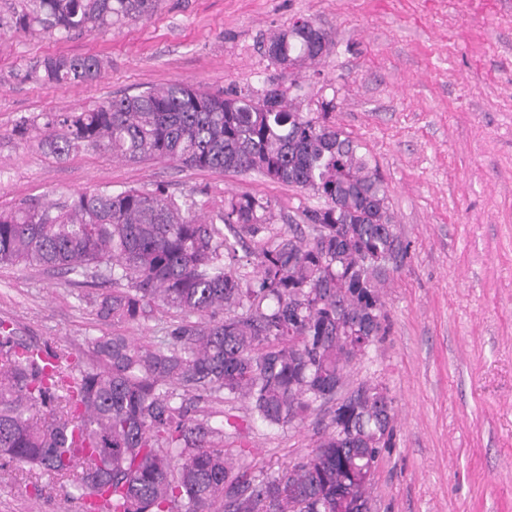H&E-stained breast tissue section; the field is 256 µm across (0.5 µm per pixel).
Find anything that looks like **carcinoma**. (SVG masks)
Wrapping results in <instances>:
<instances>
[{"label":"carcinoma","instance_id":"carcinoma-1","mask_svg":"<svg viewBox=\"0 0 512 512\" xmlns=\"http://www.w3.org/2000/svg\"><path fill=\"white\" fill-rule=\"evenodd\" d=\"M155 0H17L0 29L39 27L62 38L145 19ZM274 58L297 67L323 58L318 41L282 30ZM98 56L58 54L33 65L37 85L86 83ZM42 135L64 159L96 149L128 162L263 178L321 200L304 211L317 235L275 232L268 198L231 197L217 220L192 196L161 184L110 185L63 203L0 212V267L57 271L75 284L100 279L94 300L114 326L92 339L95 363L26 341L0 319V456L29 466L34 493L49 474L72 481L83 512H338L353 480L375 471L389 447L393 401L351 408L344 439L326 430L316 449L280 477L255 482L240 470L246 449L224 448L262 426L273 432L317 409L358 356L338 336L386 331L382 295L398 236L388 187L361 145L302 112L285 89L229 96L180 81L103 101L80 112L23 118L14 133ZM253 241L256 248L246 245ZM177 313L157 342L115 330L157 309ZM246 402V414L205 412L208 401Z\"/></svg>","mask_w":512,"mask_h":512}]
</instances>
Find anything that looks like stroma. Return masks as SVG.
<instances>
[{"instance_id":"35a3bbf8","label":"stroma","mask_w":512,"mask_h":512,"mask_svg":"<svg viewBox=\"0 0 512 512\" xmlns=\"http://www.w3.org/2000/svg\"><path fill=\"white\" fill-rule=\"evenodd\" d=\"M158 0L145 20L62 39L0 32V211L63 202L109 184L164 182L216 216L228 197L275 205L276 229L303 221L310 193L255 175L84 149L58 160L15 125L122 93L183 81L207 92L287 88L302 111L329 115L377 164L406 248L383 289L387 330L349 368L339 397L361 388L393 401V446L370 488L374 512H512V0ZM300 18L325 29L329 53L288 70L270 35ZM56 54L106 59L90 83L25 80ZM78 286L22 265L0 268V318L17 335L90 359L111 332ZM327 411L246 439L249 478L284 474L314 449ZM34 493L25 464H0V512H82L68 483Z\"/></svg>"}]
</instances>
